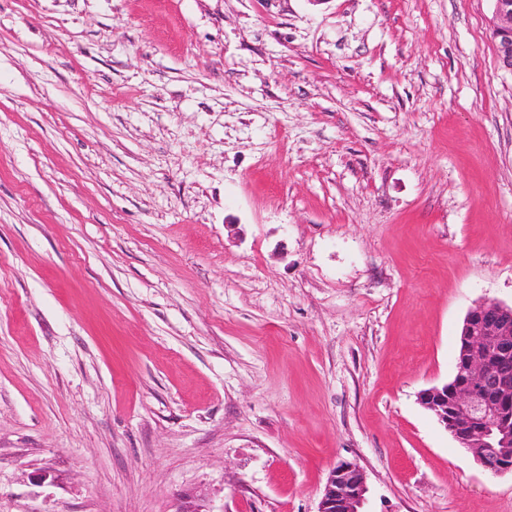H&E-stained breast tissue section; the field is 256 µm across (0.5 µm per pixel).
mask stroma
<instances>
[{"label":"stroma","mask_w":512,"mask_h":512,"mask_svg":"<svg viewBox=\"0 0 512 512\" xmlns=\"http://www.w3.org/2000/svg\"><path fill=\"white\" fill-rule=\"evenodd\" d=\"M494 0H0V512H512L422 408L512 304ZM369 489L362 469L340 461L329 472L318 512H371L364 510Z\"/></svg>","instance_id":"stroma-1"}]
</instances>
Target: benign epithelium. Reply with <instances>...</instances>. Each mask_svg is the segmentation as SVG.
<instances>
[{
	"mask_svg": "<svg viewBox=\"0 0 512 512\" xmlns=\"http://www.w3.org/2000/svg\"><path fill=\"white\" fill-rule=\"evenodd\" d=\"M492 34L502 69L512 72V0H494ZM453 378L418 393V402L490 476L512 474V305L476 304L460 334ZM362 469L340 461L329 472L318 512H366ZM175 512H211L205 498L178 494Z\"/></svg>",
	"mask_w": 512,
	"mask_h": 512,
	"instance_id": "obj_1",
	"label": "benign epithelium"
}]
</instances>
